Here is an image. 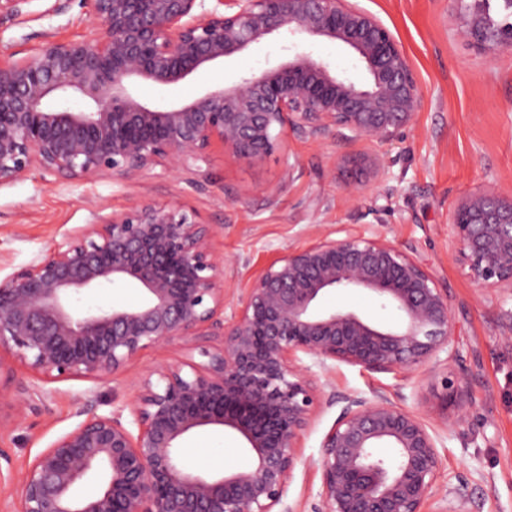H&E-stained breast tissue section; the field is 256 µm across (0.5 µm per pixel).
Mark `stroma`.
Listing matches in <instances>:
<instances>
[{
  "label": "stroma",
  "instance_id": "stroma-1",
  "mask_svg": "<svg viewBox=\"0 0 512 512\" xmlns=\"http://www.w3.org/2000/svg\"><path fill=\"white\" fill-rule=\"evenodd\" d=\"M396 36L423 90L407 135L387 143L318 141L291 133L262 161L243 164L221 148L211 152L207 172L164 173L162 167L126 179L68 181L34 172L0 188V279L44 256L75 228L126 209L131 203L179 202L200 224L218 226L210 241L234 281L231 299L284 250L314 242L349 224L365 238L382 237L425 264L447 288L457 326L456 356L415 372L377 373L347 364L312 367L323 386L302 442L304 462L294 471L286 502L313 512L321 474L314 461L320 442L340 414L337 396L372 392L416 410L437 438L440 491L466 482L474 512H512V296L476 287L448 234L450 213L463 197L512 194V48L490 51L462 36L465 18L453 0H352ZM34 0L33 17L0 22V51H26L44 35L94 39L101 35L80 0L47 13ZM284 52L267 44L213 64L178 83H140L136 92L152 104H173L228 86L272 66ZM370 155L382 175L366 194L350 197L351 158ZM293 171H286V164ZM196 338L145 349L105 385L84 380L52 383L43 403L16 419L11 400L0 401V449L11 468L25 470L34 456L70 431L80 418V397L97 390L102 400L129 398L151 369L177 358L195 359ZM465 373L466 421L444 406L442 379ZM184 460L213 472L249 468L252 458L231 431L215 429L189 438Z\"/></svg>",
  "mask_w": 512,
  "mask_h": 512
}]
</instances>
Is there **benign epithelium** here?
Masks as SVG:
<instances>
[{
	"label": "benign epithelium",
	"instance_id": "obj_1",
	"mask_svg": "<svg viewBox=\"0 0 512 512\" xmlns=\"http://www.w3.org/2000/svg\"><path fill=\"white\" fill-rule=\"evenodd\" d=\"M32 0H0V21ZM468 14L462 34L490 49L512 46V0H454ZM103 27L94 40H46L22 57L0 54V187L35 170L66 180L127 178L154 166L204 172L211 151L239 163L273 153L285 133L322 140L338 128L347 142H389L411 126L422 90L398 40L376 16L347 0H83ZM288 56L259 74L185 102L149 105L140 82L170 85L270 39ZM330 41L354 60L338 72L311 46ZM79 98L87 108L66 102ZM355 195L377 176L358 163ZM217 228L198 224L176 202L133 205L86 224L0 280V396L17 405L45 400L43 384H104L144 349L212 336L203 364L176 359L137 381L131 398L86 410L72 430L40 452L0 492L14 512H296L285 505L301 444L321 389L299 354L373 372L416 371L455 355L448 289L391 242L344 224L338 236L276 257L226 319L224 258L209 248ZM448 232L479 288L512 295V197L471 194ZM124 284L135 304L80 308L79 295ZM337 290L368 293L395 309L397 324L352 305L321 306ZM22 367L39 383L16 378ZM190 368L185 372L184 368ZM444 399L464 407V371L445 376ZM344 406L321 442L317 512H425L439 493L437 439L420 414L375 391L339 397ZM222 427L251 452L247 470L188 467L184 439ZM378 448H389L383 457ZM102 473L92 495L80 487ZM463 487L444 512H464Z\"/></svg>",
	"mask_w": 512,
	"mask_h": 512
}]
</instances>
